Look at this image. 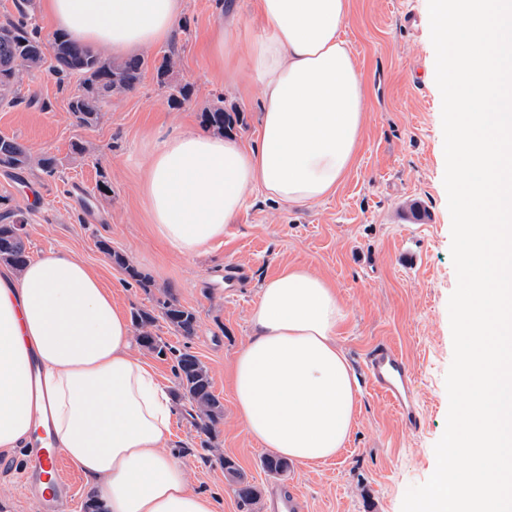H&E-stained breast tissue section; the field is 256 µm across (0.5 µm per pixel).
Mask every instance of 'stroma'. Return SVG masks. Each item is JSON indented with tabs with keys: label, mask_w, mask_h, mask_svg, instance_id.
Instances as JSON below:
<instances>
[{
	"label": "stroma",
	"mask_w": 512,
	"mask_h": 512,
	"mask_svg": "<svg viewBox=\"0 0 512 512\" xmlns=\"http://www.w3.org/2000/svg\"><path fill=\"white\" fill-rule=\"evenodd\" d=\"M228 14L241 30L260 34L254 0H185L172 36L141 49L151 61L173 55L171 80L190 89L178 105L150 67L135 90L112 97L97 125L80 128L68 108L78 77L63 88L45 72L24 77L15 86L17 105L0 106V137L51 153L63 166L52 177L34 171L18 178L0 170V196L28 217L29 257L59 251L84 261L130 314L156 312L157 299L167 293L195 310L194 336H181L161 319L152 332L206 365L224 408L207 438L195 428L189 405L173 403L166 448L184 465L189 486L213 498L217 512H243L220 463L225 456L261 493L294 485L308 512H401L406 490L432 475L434 445L446 427L445 377L453 358L448 301L457 286L426 0H351L343 31L364 74L367 110L355 163L335 194L285 207L248 193L222 240L183 256L155 235L141 186L157 140L202 128V112L216 102L239 112L235 137L257 142L258 83L242 69L225 78L208 50ZM77 139L88 146L79 159L70 155ZM102 177L112 188L105 196L96 190ZM101 239L149 279V288H140L99 251ZM288 265L321 275L341 299L345 318L337 339L355 376L357 407L335 458L322 464L293 460L287 473L273 477L261 467L267 449L238 418L231 375L251 334L250 314L262 284ZM382 341L393 343L413 372L424 417L419 432H409L364 379L361 357ZM26 464L24 449L0 452V512H36L24 486Z\"/></svg>",
	"instance_id": "stroma-1"
}]
</instances>
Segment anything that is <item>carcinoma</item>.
Here are the masks:
<instances>
[{"label":"carcinoma","mask_w":512,"mask_h":512,"mask_svg":"<svg viewBox=\"0 0 512 512\" xmlns=\"http://www.w3.org/2000/svg\"><path fill=\"white\" fill-rule=\"evenodd\" d=\"M17 17L0 22V103H15L13 88L22 78L48 69L58 84L74 75L79 77L76 91L69 98V111L77 126L90 128L102 116L104 106L116 92H130L140 84L148 67V60L134 56L121 61L105 57L90 50L77 39L59 35L53 42L42 41L38 28L32 23V0H15ZM51 62H46V59ZM173 69V58L165 55L155 67L160 84L169 89L171 102L180 104L189 96L185 86L172 84L169 77ZM239 113L228 112L217 105L202 112V122L221 132L234 128ZM61 161L48 152L32 153L24 144L14 138L0 137V168L19 177L27 171L38 170L47 176L58 172ZM4 210L0 212V263L20 272L28 264L25 213L13 209L0 201ZM99 250L108 256L128 278L139 286L146 287L145 277L118 252L112 250L110 242H98ZM161 316L184 337L195 333L197 317L194 311L179 304L169 294L157 300ZM139 328L138 340L148 350L161 356L171 355L176 378L174 399L186 400L191 406V417L197 430L205 435L212 434L215 425L223 416V405L213 392L211 378L206 366L194 354L169 346L153 336L148 327L155 322V316L148 311L134 314ZM224 473L236 485L235 492L241 505L252 506L259 500L256 487L246 481L236 463L229 457L222 458ZM261 466L270 475H282L288 471V461L268 455Z\"/></svg>","instance_id":"1"}]
</instances>
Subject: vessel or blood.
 <instances>
[{
	"label": "vessel or blood",
	"mask_w": 512,
	"mask_h": 512,
	"mask_svg": "<svg viewBox=\"0 0 512 512\" xmlns=\"http://www.w3.org/2000/svg\"><path fill=\"white\" fill-rule=\"evenodd\" d=\"M365 378L400 415L409 431L421 428L422 412L410 399L411 373L404 356L393 345L381 343L363 362ZM27 484L37 512H71L73 486L61 476L63 460L49 439L29 449Z\"/></svg>",
	"instance_id": "b4317fda"
}]
</instances>
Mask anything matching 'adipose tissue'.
<instances>
[{
	"label": "adipose tissue",
	"instance_id": "ef3b65f1",
	"mask_svg": "<svg viewBox=\"0 0 512 512\" xmlns=\"http://www.w3.org/2000/svg\"><path fill=\"white\" fill-rule=\"evenodd\" d=\"M262 33L220 28L218 62L238 61L262 88L260 139L186 131L153 152L143 194L157 235L191 256L223 238L246 193L317 203L351 167L365 118L362 72L343 36L350 0H255ZM56 27L121 55L166 40L184 0H44ZM340 300L300 267L266 281L235 359L238 417L264 448L304 463L336 455L357 406L336 329ZM39 366L44 402L31 396ZM171 397L132 352L131 324L84 262L47 252L0 273V450L46 429L107 512H216L165 453Z\"/></svg>",
	"mask_w": 512,
	"mask_h": 512
}]
</instances>
